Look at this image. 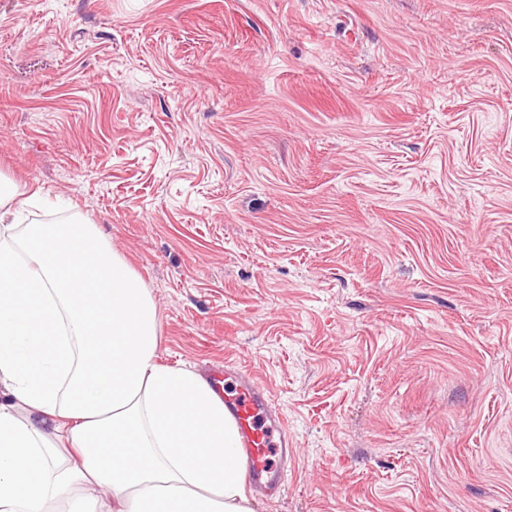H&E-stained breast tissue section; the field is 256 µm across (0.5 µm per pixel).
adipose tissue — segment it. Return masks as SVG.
Here are the masks:
<instances>
[{
    "mask_svg": "<svg viewBox=\"0 0 512 512\" xmlns=\"http://www.w3.org/2000/svg\"><path fill=\"white\" fill-rule=\"evenodd\" d=\"M0 177V512H254L208 383L156 361L155 302L95 225L15 223Z\"/></svg>",
    "mask_w": 512,
    "mask_h": 512,
    "instance_id": "obj_1",
    "label": "adipose tissue"
}]
</instances>
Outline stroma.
<instances>
[{"mask_svg": "<svg viewBox=\"0 0 512 512\" xmlns=\"http://www.w3.org/2000/svg\"><path fill=\"white\" fill-rule=\"evenodd\" d=\"M0 174L268 388L255 512H512V0H0Z\"/></svg>", "mask_w": 512, "mask_h": 512, "instance_id": "35a3bbf8", "label": "stroma"}]
</instances>
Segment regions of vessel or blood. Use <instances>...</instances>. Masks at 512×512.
Listing matches in <instances>:
<instances>
[{
    "instance_id": "b4317fda",
    "label": "vessel or blood",
    "mask_w": 512,
    "mask_h": 512,
    "mask_svg": "<svg viewBox=\"0 0 512 512\" xmlns=\"http://www.w3.org/2000/svg\"><path fill=\"white\" fill-rule=\"evenodd\" d=\"M210 387L238 428L251 483L274 490L288 466L287 422L276 413L268 392L245 369L233 365L212 373Z\"/></svg>"
}]
</instances>
